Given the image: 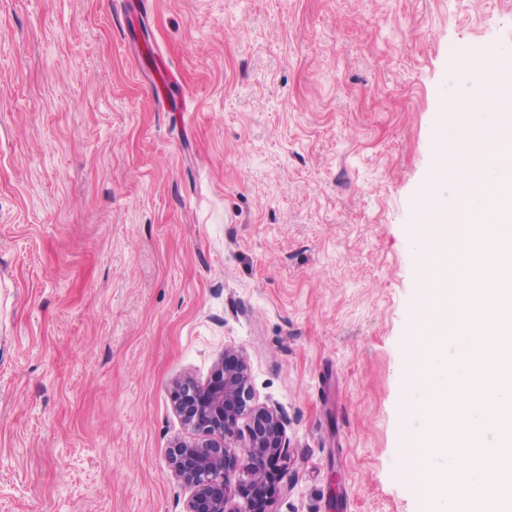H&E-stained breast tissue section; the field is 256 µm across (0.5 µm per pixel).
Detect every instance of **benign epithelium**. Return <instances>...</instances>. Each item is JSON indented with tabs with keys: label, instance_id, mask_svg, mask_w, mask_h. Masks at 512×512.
<instances>
[{
	"label": "benign epithelium",
	"instance_id": "obj_1",
	"mask_svg": "<svg viewBox=\"0 0 512 512\" xmlns=\"http://www.w3.org/2000/svg\"><path fill=\"white\" fill-rule=\"evenodd\" d=\"M172 400L185 430L168 452L174 477L189 490L183 512H253V502L266 498L267 471L286 457V437L280 412L254 398L245 351L224 348L203 382L181 374ZM236 495L243 505H232Z\"/></svg>",
	"mask_w": 512,
	"mask_h": 512
}]
</instances>
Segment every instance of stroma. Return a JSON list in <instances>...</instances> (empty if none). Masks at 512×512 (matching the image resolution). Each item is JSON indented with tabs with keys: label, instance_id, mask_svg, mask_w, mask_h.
Segmentation results:
<instances>
[{
	"label": "stroma",
	"instance_id": "1",
	"mask_svg": "<svg viewBox=\"0 0 512 512\" xmlns=\"http://www.w3.org/2000/svg\"><path fill=\"white\" fill-rule=\"evenodd\" d=\"M512 0H0V512H182L172 382L246 352L266 512H423L417 230ZM477 53L478 50L473 52V54ZM473 54L465 53L461 55L456 61V69L460 72L474 75L480 70L494 65L498 58V50L493 45L486 46L478 55ZM471 108V98L464 95L454 101L449 111L448 108L443 111L442 124L448 131L443 129L438 133V136L441 138L440 146L443 143L442 151L445 154L448 153V157L455 155L458 144L469 131ZM445 139L447 140L445 141Z\"/></svg>",
	"mask_w": 512,
	"mask_h": 512
}]
</instances>
